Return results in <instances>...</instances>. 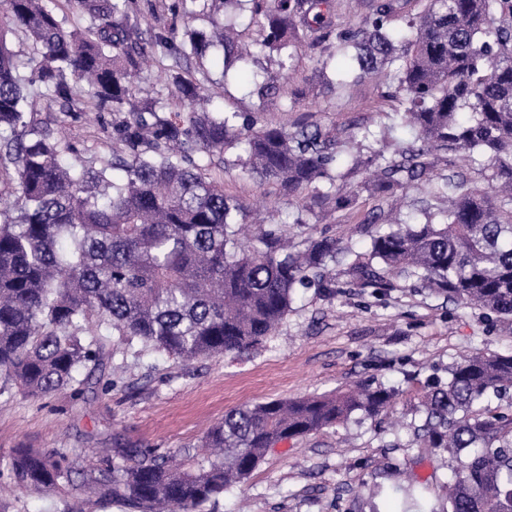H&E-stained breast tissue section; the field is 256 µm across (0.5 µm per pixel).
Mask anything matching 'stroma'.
Listing matches in <instances>:
<instances>
[{
    "mask_svg": "<svg viewBox=\"0 0 512 512\" xmlns=\"http://www.w3.org/2000/svg\"><path fill=\"white\" fill-rule=\"evenodd\" d=\"M319 55V48L299 46L289 77L276 56H260L259 69L283 90L262 120L288 126L305 120L340 131L379 119L388 108L379 77L347 89L318 86L313 95L297 96L298 88L311 83ZM210 76L223 80L227 110L252 111L257 97L242 70L224 73L214 66ZM40 117L62 120L68 141L106 156L111 113L63 119L56 106L45 105ZM358 149L346 143L336 164L337 174L360 190L350 211L323 218L301 213L297 201L236 168L225 170L224 191L267 212L298 248L325 234L363 253L369 247L366 222L415 214L421 191L411 187L385 203L370 197L361 189L364 173L350 170ZM473 350L510 352L512 335L491 325L480 310L458 307L421 288L378 295L351 283L341 270L334 288L297 289L276 331L242 353L182 362L162 352L140 357L110 341L99 366L82 371L76 388L43 400L19 393L0 398L1 458L16 448H33L67 455L80 471L73 483L51 493L0 488V506L6 512H67L79 502L84 512H127L116 501L97 503L83 483V473L100 468L102 454L116 458L149 448L179 461L232 408L332 395L362 383L397 389L388 414L375 420L355 414L343 425L278 443L243 483L207 503L203 512H405L417 493L431 512H441L448 451L409 447L408 426L419 414L428 380H447L454 361ZM107 381L108 391L102 388Z\"/></svg>",
    "mask_w": 512,
    "mask_h": 512,
    "instance_id": "35a3bbf8",
    "label": "stroma"
}]
</instances>
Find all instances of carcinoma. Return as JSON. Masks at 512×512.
Here are the masks:
<instances>
[{
    "instance_id": "1",
    "label": "carcinoma",
    "mask_w": 512,
    "mask_h": 512,
    "mask_svg": "<svg viewBox=\"0 0 512 512\" xmlns=\"http://www.w3.org/2000/svg\"><path fill=\"white\" fill-rule=\"evenodd\" d=\"M259 17L248 48L235 20L242 2ZM223 16L208 33L186 29L180 45L142 37L135 0H0V176L13 199L0 209V396L60 392L88 364H100L110 336L139 355L163 351L191 361L262 343L288 314L298 287H335L343 265L362 288L411 282L512 330V0H370L353 26L334 23L335 0H217ZM72 12L73 22L59 17ZM30 43L21 58L8 44ZM332 42L357 83L387 70L390 114L415 131L387 157L354 161L381 199L420 181L441 202L440 220L391 222L369 232L366 252L334 237L291 251L272 227L243 242L249 208L224 193V169L273 183L305 210H351L357 192L337 184L340 137L318 125H272L249 112L198 108L208 86L183 65L222 56L229 68L274 52L291 70L295 44ZM145 57L166 71L170 108L131 81ZM31 68L39 90L22 70ZM257 111L280 86L253 72ZM112 113V157L97 160L59 140L34 118L36 99L72 115ZM392 126H353L361 143ZM448 153L485 159L493 190L460 172L439 176ZM428 384L411 446L446 448L457 461L446 512H512V352L472 351ZM396 392L360 385L332 396L245 404L224 413L200 439L202 452L174 464L150 451L105 460L87 479L100 503L129 512H201L247 479L277 443L317 434L356 413L388 412ZM19 490L48 493L73 482L67 457L17 448L6 470Z\"/></svg>"
}]
</instances>
